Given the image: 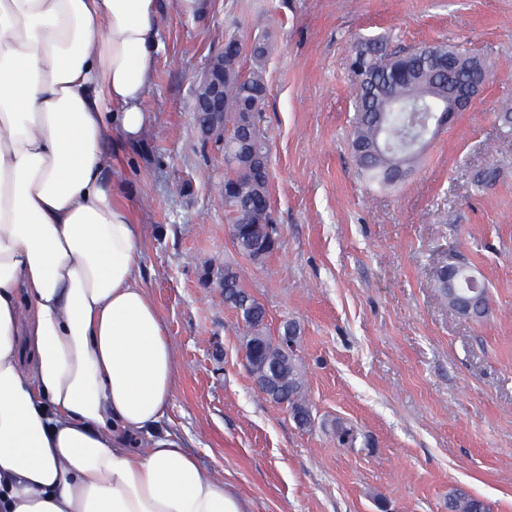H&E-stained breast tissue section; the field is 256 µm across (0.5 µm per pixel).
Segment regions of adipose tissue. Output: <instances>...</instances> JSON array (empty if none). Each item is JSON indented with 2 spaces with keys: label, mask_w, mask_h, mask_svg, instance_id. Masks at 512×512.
I'll list each match as a JSON object with an SVG mask.
<instances>
[{
  "label": "adipose tissue",
  "mask_w": 512,
  "mask_h": 512,
  "mask_svg": "<svg viewBox=\"0 0 512 512\" xmlns=\"http://www.w3.org/2000/svg\"><path fill=\"white\" fill-rule=\"evenodd\" d=\"M156 0H0V512H252L163 422L176 382L112 132Z\"/></svg>",
  "instance_id": "ef3b65f1"
}]
</instances>
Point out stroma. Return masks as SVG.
<instances>
[{
  "mask_svg": "<svg viewBox=\"0 0 512 512\" xmlns=\"http://www.w3.org/2000/svg\"><path fill=\"white\" fill-rule=\"evenodd\" d=\"M162 47L124 148L125 204L143 229L146 291L173 347L165 426L254 512H448L456 488L512 512V0H158ZM268 36L260 125L279 248L256 262L229 234L224 151L203 140L195 84L227 38ZM409 50L446 41L492 79L456 113L395 189L360 176L349 149L351 46ZM500 170L489 188L475 176ZM480 271L490 313L451 308L436 273ZM230 266L266 309V331L296 321L313 427L263 397L244 327L207 274ZM359 432L338 446L335 421Z\"/></svg>",
  "mask_w": 512,
  "mask_h": 512,
  "instance_id": "obj_1",
  "label": "stroma"
}]
</instances>
